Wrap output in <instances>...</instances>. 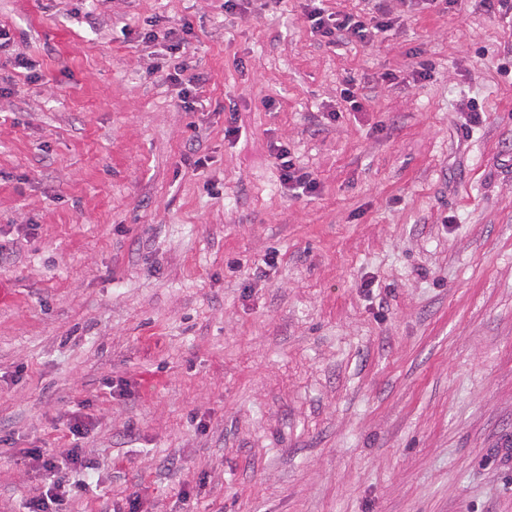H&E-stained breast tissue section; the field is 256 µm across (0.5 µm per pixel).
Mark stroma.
Wrapping results in <instances>:
<instances>
[{"mask_svg": "<svg viewBox=\"0 0 512 512\" xmlns=\"http://www.w3.org/2000/svg\"><path fill=\"white\" fill-rule=\"evenodd\" d=\"M388 6L0 0V512L74 414L68 512H512V24ZM183 16L191 111L135 34ZM309 2L306 16L311 33L327 44L353 39L368 43L394 25L384 10L385 0H364L365 8L356 14L328 12L322 6L323 0ZM274 158L281 170L283 184L289 189H302V192H313L317 185L314 178L303 168L297 167L288 146L275 144L272 147Z\"/></svg>", "mask_w": 512, "mask_h": 512, "instance_id": "stroma-1", "label": "stroma"}]
</instances>
